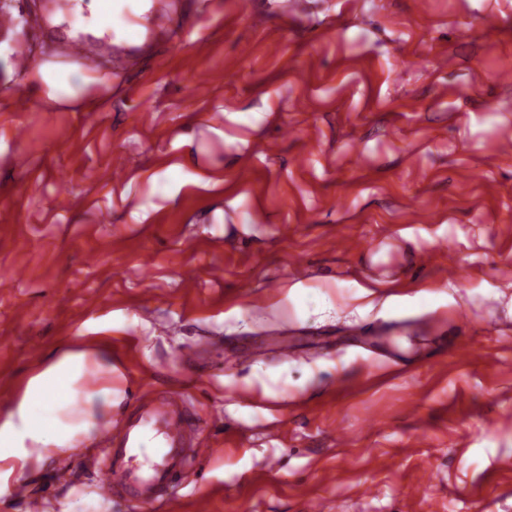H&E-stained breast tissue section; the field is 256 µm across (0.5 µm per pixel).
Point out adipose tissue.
Instances as JSON below:
<instances>
[{"mask_svg":"<svg viewBox=\"0 0 512 512\" xmlns=\"http://www.w3.org/2000/svg\"><path fill=\"white\" fill-rule=\"evenodd\" d=\"M124 400L112 386V353L104 344L61 352L34 370L0 412V495L33 462L58 456L90 435L99 416Z\"/></svg>","mask_w":512,"mask_h":512,"instance_id":"ef3b65f1","label":"adipose tissue"}]
</instances>
